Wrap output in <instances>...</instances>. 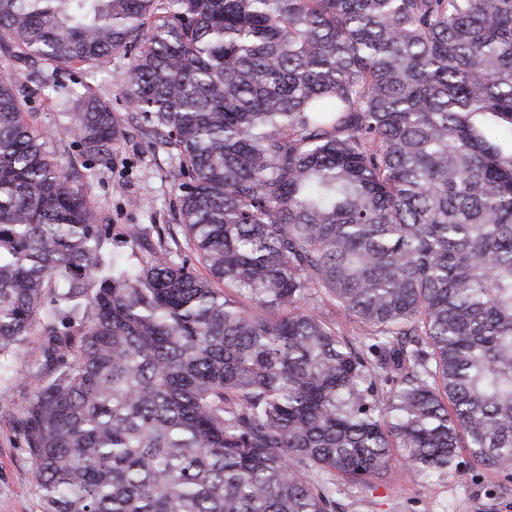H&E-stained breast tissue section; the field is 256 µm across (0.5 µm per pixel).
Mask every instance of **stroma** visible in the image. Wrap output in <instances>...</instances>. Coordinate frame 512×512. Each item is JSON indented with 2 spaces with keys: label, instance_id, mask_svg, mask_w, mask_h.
<instances>
[{
  "label": "stroma",
  "instance_id": "stroma-1",
  "mask_svg": "<svg viewBox=\"0 0 512 512\" xmlns=\"http://www.w3.org/2000/svg\"><path fill=\"white\" fill-rule=\"evenodd\" d=\"M128 59L115 53L103 59L95 73L79 69L58 72V89L28 90L30 77L48 74L40 60L17 61L0 48V73L25 87V110L39 128L53 132V146L64 162L82 177L102 223L114 228L107 247L129 265L139 263L119 227L126 224H175L179 221L181 178L167 156L140 133L142 119L127 108L116 90ZM90 85L119 116L124 138L111 163L87 160L71 140L61 135L66 122L61 101L67 89ZM34 386L24 360H16L0 380V512H44L37 496L35 470L27 448L11 424ZM336 512H512V475L491 477L476 464L468 449H460L442 473L407 475L401 460L377 478L341 484Z\"/></svg>",
  "mask_w": 512,
  "mask_h": 512
}]
</instances>
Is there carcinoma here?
Segmentation results:
<instances>
[{
	"instance_id": "1",
	"label": "carcinoma",
	"mask_w": 512,
	"mask_h": 512,
	"mask_svg": "<svg viewBox=\"0 0 512 512\" xmlns=\"http://www.w3.org/2000/svg\"><path fill=\"white\" fill-rule=\"evenodd\" d=\"M56 71L178 159L177 224L106 243L0 76V373L44 512H336L402 450L512 471V0H0ZM65 134L112 160L88 85ZM362 329L353 343L321 311Z\"/></svg>"
}]
</instances>
